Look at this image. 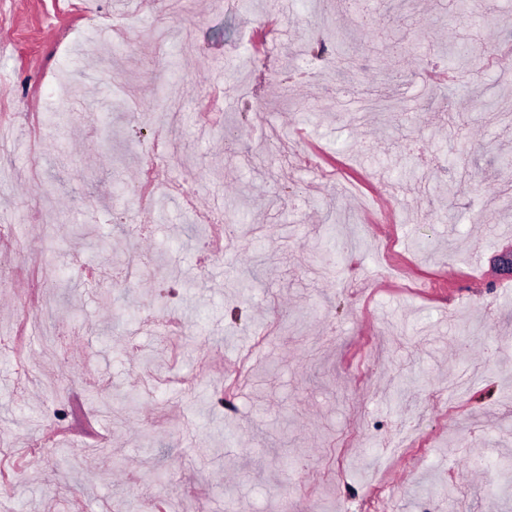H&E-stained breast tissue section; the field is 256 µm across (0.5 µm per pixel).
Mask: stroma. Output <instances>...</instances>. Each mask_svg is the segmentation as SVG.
<instances>
[{"label":"stroma","mask_w":512,"mask_h":512,"mask_svg":"<svg viewBox=\"0 0 512 512\" xmlns=\"http://www.w3.org/2000/svg\"><path fill=\"white\" fill-rule=\"evenodd\" d=\"M0 39V512H512V0H0Z\"/></svg>","instance_id":"35a3bbf8"}]
</instances>
